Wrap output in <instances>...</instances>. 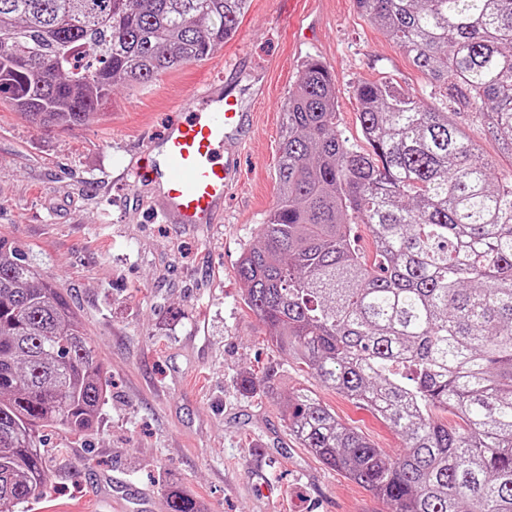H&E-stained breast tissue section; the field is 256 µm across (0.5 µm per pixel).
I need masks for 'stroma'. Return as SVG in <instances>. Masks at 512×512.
Returning a JSON list of instances; mask_svg holds the SVG:
<instances>
[{
    "label": "stroma",
    "instance_id": "1",
    "mask_svg": "<svg viewBox=\"0 0 512 512\" xmlns=\"http://www.w3.org/2000/svg\"><path fill=\"white\" fill-rule=\"evenodd\" d=\"M310 59L335 73L337 129L360 148L358 83L425 90L356 0H251L223 49L150 85H116L83 124L39 127L0 100V235L68 295L111 381L97 432H49L47 495L14 512H165L169 482L207 512H389L290 436L284 402L305 389L390 454L401 439L267 344L236 273L276 205L283 107ZM210 83L249 114L240 182L221 223L167 224L154 188L125 168ZM456 120L494 177L512 179V158L471 109ZM268 371L272 393L239 391L242 376Z\"/></svg>",
    "mask_w": 512,
    "mask_h": 512
}]
</instances>
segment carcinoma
<instances>
[{"label":"carcinoma","mask_w":512,"mask_h":512,"mask_svg":"<svg viewBox=\"0 0 512 512\" xmlns=\"http://www.w3.org/2000/svg\"><path fill=\"white\" fill-rule=\"evenodd\" d=\"M427 78L357 85L366 149L336 127V76L288 92L278 201L237 272L268 343L403 440L396 458L303 390L290 436L390 512H512V180L431 102H467L512 157V0H356ZM249 0H0V97L25 118L90 120L121 82L204 61ZM370 229L375 258L352 225ZM104 365L62 289L0 237V512L42 496L43 430L88 435ZM453 414L456 426L435 411ZM165 512H202L177 485Z\"/></svg>","instance_id":"cac0c4a2"}]
</instances>
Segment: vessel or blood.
Instances as JSON below:
<instances>
[{
    "label": "vessel or blood",
    "instance_id": "b4317fda",
    "mask_svg": "<svg viewBox=\"0 0 512 512\" xmlns=\"http://www.w3.org/2000/svg\"><path fill=\"white\" fill-rule=\"evenodd\" d=\"M183 116L173 119L144 149L146 164H132L135 181H153L170 224L219 223L224 198L235 179L222 152L246 123L233 95L213 90L182 99Z\"/></svg>",
    "mask_w": 512,
    "mask_h": 512
}]
</instances>
